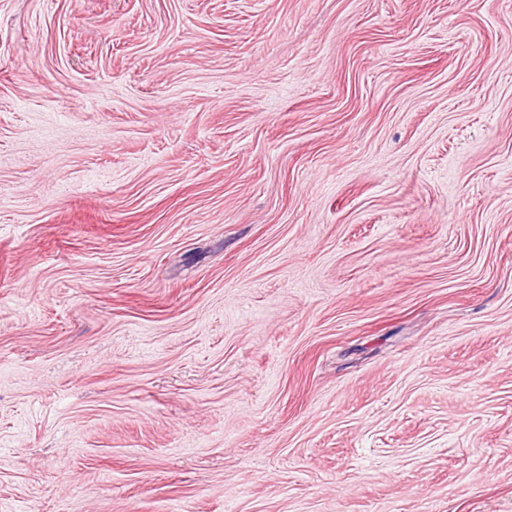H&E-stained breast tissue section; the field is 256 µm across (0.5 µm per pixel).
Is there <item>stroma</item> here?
<instances>
[{
  "instance_id": "1",
  "label": "stroma",
  "mask_w": 512,
  "mask_h": 512,
  "mask_svg": "<svg viewBox=\"0 0 512 512\" xmlns=\"http://www.w3.org/2000/svg\"><path fill=\"white\" fill-rule=\"evenodd\" d=\"M0 512H512V0H0Z\"/></svg>"
}]
</instances>
